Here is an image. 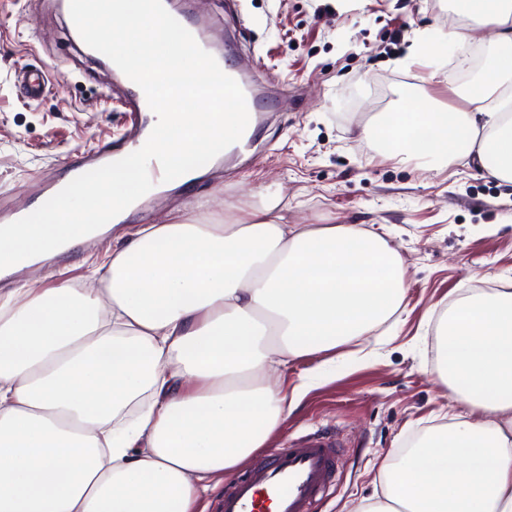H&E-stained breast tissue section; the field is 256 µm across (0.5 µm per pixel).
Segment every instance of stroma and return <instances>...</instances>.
Masks as SVG:
<instances>
[{
  "label": "stroma",
  "instance_id": "1",
  "mask_svg": "<svg viewBox=\"0 0 512 512\" xmlns=\"http://www.w3.org/2000/svg\"><path fill=\"white\" fill-rule=\"evenodd\" d=\"M448 0H171L174 12L226 41L234 68L250 64L260 120L251 150L205 166L191 185L144 199L112 231L46 264L0 279L47 288L83 281L86 260L170 216L220 220L274 206L287 224H357L387 236L407 266L404 308L392 324L350 342L366 360L339 359L312 386L308 367L282 380L297 407L249 459L257 464L304 435L340 448L336 483L319 512H353L376 490L386 454L455 413L451 392L428 372L433 333L450 302L483 283L512 282V184L474 176L469 159L434 168L403 163L370 144L365 127L408 97L465 105L458 56L404 63L414 36L446 35ZM50 79L30 96L21 75ZM436 71L426 87L427 71ZM127 91L101 58L74 40L60 0H0V223L33 203L41 181L61 179L99 144L123 147Z\"/></svg>",
  "mask_w": 512,
  "mask_h": 512
}]
</instances>
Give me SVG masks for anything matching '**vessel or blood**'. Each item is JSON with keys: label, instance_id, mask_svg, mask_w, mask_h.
Masks as SVG:
<instances>
[{"label": "vessel or blood", "instance_id": "vessel-or-blood-1", "mask_svg": "<svg viewBox=\"0 0 512 512\" xmlns=\"http://www.w3.org/2000/svg\"><path fill=\"white\" fill-rule=\"evenodd\" d=\"M335 471V443L306 436L225 492L220 512H316Z\"/></svg>", "mask_w": 512, "mask_h": 512}]
</instances>
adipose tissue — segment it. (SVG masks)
I'll return each instance as SVG.
<instances>
[{
	"label": "adipose tissue",
	"mask_w": 512,
	"mask_h": 512,
	"mask_svg": "<svg viewBox=\"0 0 512 512\" xmlns=\"http://www.w3.org/2000/svg\"><path fill=\"white\" fill-rule=\"evenodd\" d=\"M493 28L469 107L401 105L373 144L512 183V0H452ZM92 286L0 294V512H204L207 492L295 407L274 370L336 350L404 305L407 269L356 224H149L87 264ZM431 373L461 411L378 471L353 512H512V289L445 314ZM491 413L473 420L476 411Z\"/></svg>",
	"instance_id": "1"
}]
</instances>
